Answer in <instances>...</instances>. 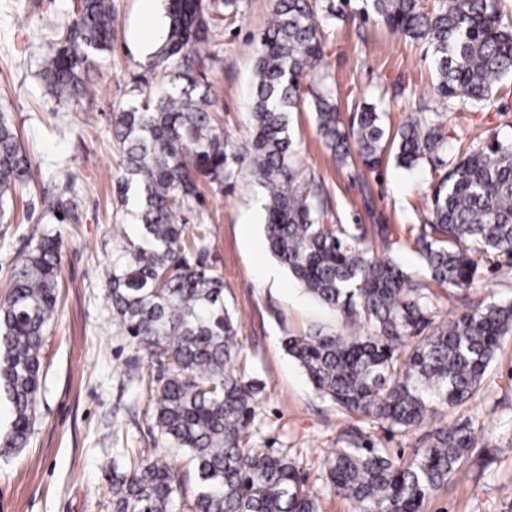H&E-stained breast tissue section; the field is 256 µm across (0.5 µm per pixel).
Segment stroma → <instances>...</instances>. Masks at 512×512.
Here are the masks:
<instances>
[{"instance_id": "stroma-1", "label": "stroma", "mask_w": 512, "mask_h": 512, "mask_svg": "<svg viewBox=\"0 0 512 512\" xmlns=\"http://www.w3.org/2000/svg\"><path fill=\"white\" fill-rule=\"evenodd\" d=\"M74 2L0 0V110L40 169L34 182L6 200L0 297L9 290L15 260L35 247V235L63 242L58 306L41 351L34 427L26 448L0 455V512H112L106 456L119 436L128 447L169 456L184 476L185 503L197 493L187 453L160 435L147 407L157 368L113 322L105 288L113 254L140 235L132 207L122 204L117 189L122 152L112 114L158 94L175 78L173 70L151 60L167 30L164 2L153 0L147 14L143 0H112V49L86 75L89 94L62 101L44 93L41 58L46 34L70 16ZM207 4L213 29L196 78L208 89L211 112L224 130L230 175L220 186L200 183L199 196L178 211L176 221L208 226L206 253L191 254L190 261L223 277L224 303L238 336L235 371L261 388L248 447L299 456L300 477L317 512H355L326 481V459L339 447L341 433L356 428L377 447L408 458L419 448L421 433L404 434L344 412L313 389L284 348L286 337L314 327L343 334L360 328L308 294L270 253L263 231L266 190L239 151L251 136L253 72L277 0H235L230 8L223 0ZM143 24L151 31L145 43L136 37ZM323 33L320 72L303 77L301 87L327 80L343 124H350L356 104L364 100L383 111L392 133L410 118L439 111L427 93L431 72L422 45L374 18L330 20ZM289 128L301 180L322 189L326 223L386 225L396 243L392 259L419 280L423 268L407 244L408 230L423 223L426 199L447 161L490 131L512 135V94L502 97L499 109L470 112L447 124V151L411 170L398 167L390 155L372 172L352 160L339 162L320 137L310 105L291 113ZM61 193L74 204L62 219L44 205ZM510 299L512 254H492L480 267L478 287L437 290L429 317L434 325H445L469 303ZM445 416L448 423L473 430L479 456L461 480L433 491L420 512H512V335L502 340L473 397Z\"/></svg>"}]
</instances>
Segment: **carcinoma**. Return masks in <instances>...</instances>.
Instances as JSON below:
<instances>
[{
  "label": "carcinoma",
  "instance_id": "obj_1",
  "mask_svg": "<svg viewBox=\"0 0 512 512\" xmlns=\"http://www.w3.org/2000/svg\"><path fill=\"white\" fill-rule=\"evenodd\" d=\"M511 1L364 0L348 18L373 15L427 46L432 94L455 115L496 106L512 78ZM166 13L167 33L153 62L175 70L177 83L112 117L125 161L119 185L125 194L136 188L134 217L141 226L139 243L112 264V318L158 365L148 407L161 436L190 456L198 488L190 512H314L298 458L246 447L259 387L234 370L237 336L223 278L187 258L206 251L207 225L175 223L177 210L198 195V177L224 181L227 156L207 90L190 64L193 56L205 64L199 50L211 30L206 0H166ZM112 36V0H79L44 55L47 94L82 97V75L93 57L112 48ZM322 58L317 0H278L260 42L248 153L252 174L267 191L270 251L310 294L367 331L344 336L318 327L287 337L285 348L314 390L350 414L402 433L434 422L410 459L362 436L327 458L330 491L352 501L355 512H419L430 492L466 474L474 434L444 422L440 407L472 398L500 339L512 335V301H483L412 339L430 324L431 285L470 288L487 256L512 254V138L489 135L440 178L430 218L412 240L429 281L414 280L391 257L361 247L366 228L323 223L319 186L297 181L288 114L299 106L302 77L318 71ZM310 95L318 133L337 159L347 161L354 145L365 170L375 171L387 147L376 106L363 102L347 130L325 80ZM442 116L429 113L399 127L397 165L412 169L444 150ZM32 180L30 159L1 112V221L5 196ZM61 263V241L41 236L16 260L0 301V392L12 405L6 453L27 447L33 428ZM134 454L126 467L112 460V512H183L181 472L154 452Z\"/></svg>",
  "mask_w": 512,
  "mask_h": 512
}]
</instances>
